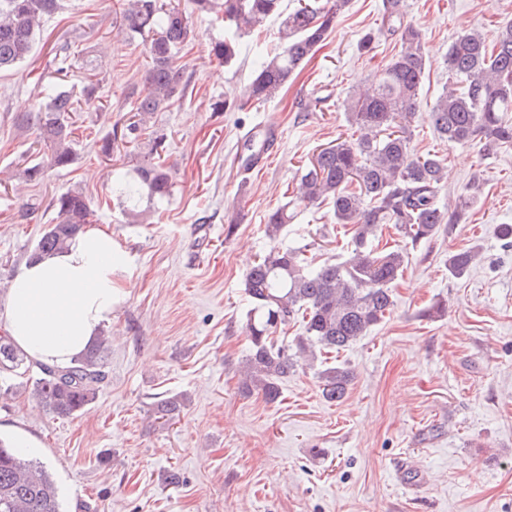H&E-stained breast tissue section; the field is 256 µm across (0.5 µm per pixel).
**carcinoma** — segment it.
<instances>
[{
  "label": "carcinoma",
  "mask_w": 512,
  "mask_h": 512,
  "mask_svg": "<svg viewBox=\"0 0 512 512\" xmlns=\"http://www.w3.org/2000/svg\"><path fill=\"white\" fill-rule=\"evenodd\" d=\"M64 0H0V70L16 67L31 54L37 32L46 18L62 10ZM120 16L130 39L147 41L148 64L142 74L145 91L130 103L136 119L113 137L102 140L100 151L112 153L115 140L133 143L147 136L149 153L132 170L112 180L116 200L128 211L142 200L170 197L173 181L164 165V135L146 126L155 112L182 103L189 93L182 52L192 33L191 14L170 0H119ZM350 0H298L292 10L284 0H192L194 10L224 22V39L211 53L224 65L238 55L239 38L270 19L279 21V49L251 77L242 97L233 104L247 112L255 103L275 97L302 65L323 45L336 18ZM381 29L400 34V49L383 66L371 88L349 96L344 105L352 134L320 149L299 167L295 199L305 206L331 204L336 223L351 226L350 248L336 261L312 265L311 244L281 242L290 215L283 205L270 210L265 235L273 242L245 275L250 301L245 330L250 341L241 385L261 393L265 401L279 399L282 378L300 361L314 357L315 349L338 352L356 343L389 314L394 306L392 286L403 276L409 253L405 248L379 250L378 231L392 227L416 246L434 238L443 224H457L471 200L451 207L441 199L445 159L435 153L418 155L410 147V123L426 72L431 63L417 27L405 21L401 0H385ZM54 71L63 77L73 67L69 46L57 47ZM446 65L454 86L444 87L429 112L439 138L450 144L479 140L484 151L512 146V23L501 28L489 44L476 30L461 32L448 49ZM99 82L88 81L81 90L87 103L99 101ZM79 98V99H81ZM79 99L59 83L48 100L15 121L32 125L50 144L47 165L24 168L29 182L38 183L46 168H66L72 162L73 128L70 113ZM56 217L37 240L32 256L63 249L86 229L90 208L80 192L68 190L53 202ZM477 257L472 249L448 254V272L455 278L468 274ZM298 323L293 353L274 346L280 327ZM107 337L66 367L35 365L10 337L0 336V374L22 377L36 368L33 396L39 406L59 418L75 416L96 399L105 379L103 354ZM322 395L342 400L353 372L331 366L318 374ZM181 411L175 397L157 405L160 418L171 421ZM0 512H63L58 488L44 466L22 454L11 440L0 437Z\"/></svg>",
  "instance_id": "cac0c4a2"
}]
</instances>
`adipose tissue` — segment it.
Instances as JSON below:
<instances>
[{
	"mask_svg": "<svg viewBox=\"0 0 512 512\" xmlns=\"http://www.w3.org/2000/svg\"><path fill=\"white\" fill-rule=\"evenodd\" d=\"M111 233L89 228L56 253L25 262L11 279L0 324L28 357L63 367L112 319L120 263Z\"/></svg>",
	"mask_w": 512,
	"mask_h": 512,
	"instance_id": "ef3b65f1",
	"label": "adipose tissue"
}]
</instances>
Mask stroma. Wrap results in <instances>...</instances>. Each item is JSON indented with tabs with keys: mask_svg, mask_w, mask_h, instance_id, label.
I'll use <instances>...</instances> for the list:
<instances>
[{
	"mask_svg": "<svg viewBox=\"0 0 512 512\" xmlns=\"http://www.w3.org/2000/svg\"><path fill=\"white\" fill-rule=\"evenodd\" d=\"M172 3L193 14L184 52L193 92L152 116L174 184L168 201L136 216L113 202L111 175L135 165L147 140L109 158L99 151L127 123L126 97L140 86L147 56L144 41L126 40L117 0H66L31 56L0 72V306L63 192H82L93 226L111 231L126 252L95 402L61 419L14 378L0 396V436L37 443L34 459L52 473L65 512H512V248L500 237L512 224V147L448 145L428 118L448 83L449 45L466 29L494 41L512 21V0H401L432 63L411 146L445 158L444 202L475 203L460 223L410 249L391 313L336 355L354 379L334 403L323 398L314 366L289 374L277 402L242 390L250 346L243 280L271 246L265 215L277 206L292 216L286 243H314L320 261L346 250L350 236L328 207L292 202L286 188L316 150L348 135L350 90L371 82L399 38L379 30L382 0H350L275 98L248 112H215L212 102L234 103L277 48L278 24L244 35L226 66L209 54L223 26L194 14L191 0ZM368 31L378 35L376 48L363 54L358 41ZM64 41L75 61L68 86L98 81L101 103L72 115L71 165L28 183L25 163L47 160L50 150L14 117L57 85L52 48ZM268 120L280 130L278 152L264 168L234 175L243 133ZM33 198L39 213L19 220L20 205ZM463 248L480 260L456 279L448 255ZM173 395L183 400L180 415L161 425L157 404Z\"/></svg>",
	"mask_w": 512,
	"mask_h": 512,
	"instance_id": "obj_1",
	"label": "stroma"
}]
</instances>
